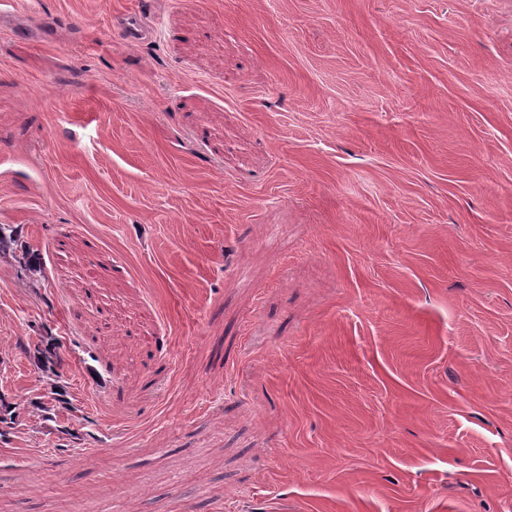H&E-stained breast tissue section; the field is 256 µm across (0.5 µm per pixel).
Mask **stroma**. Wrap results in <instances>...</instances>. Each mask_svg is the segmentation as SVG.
<instances>
[{
	"instance_id": "obj_1",
	"label": "stroma",
	"mask_w": 512,
	"mask_h": 512,
	"mask_svg": "<svg viewBox=\"0 0 512 512\" xmlns=\"http://www.w3.org/2000/svg\"><path fill=\"white\" fill-rule=\"evenodd\" d=\"M0 224L5 512H512V0H10ZM139 17L137 14L131 13L122 19L121 32L128 43H141L149 40L154 34L153 29L147 26Z\"/></svg>"
}]
</instances>
